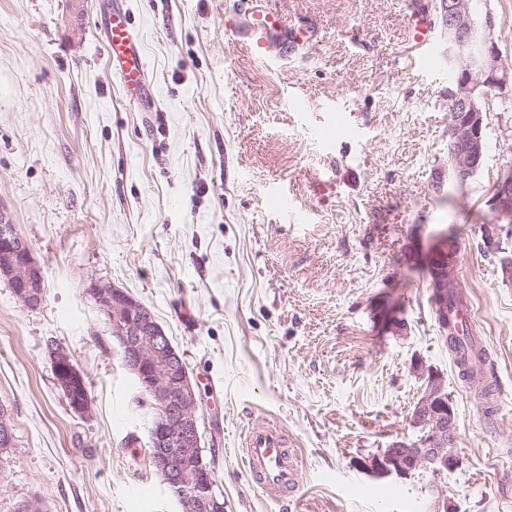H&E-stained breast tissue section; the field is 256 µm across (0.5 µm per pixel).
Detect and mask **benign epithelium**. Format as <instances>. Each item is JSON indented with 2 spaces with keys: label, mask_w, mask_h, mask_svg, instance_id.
Here are the masks:
<instances>
[{
  "label": "benign epithelium",
  "mask_w": 512,
  "mask_h": 512,
  "mask_svg": "<svg viewBox=\"0 0 512 512\" xmlns=\"http://www.w3.org/2000/svg\"><path fill=\"white\" fill-rule=\"evenodd\" d=\"M442 7L448 60L463 70L448 87V176L460 180L478 169L484 155V116L478 99L490 90L501 97L512 92V68L503 59L492 13L476 12L470 0H445ZM493 210L501 218L512 215L511 180L502 179L497 184ZM0 277L7 279L22 306L35 309L41 304L42 268L15 225L1 212ZM86 288L107 318L124 365L135 375L142 392L154 401L150 455L180 512H224L223 495L216 490L217 483L204 460L197 418L198 393L183 354L152 311L128 291L97 280L89 281ZM48 354L56 387L63 391L75 413L87 414L91 399L71 355L56 343L49 345ZM412 421L420 429L419 439L411 444H396L372 458V472L382 477L408 478L421 468L440 473L459 464L457 452L448 444L454 430V412L441 375L428 374ZM13 443L10 418L1 409L0 447L11 448Z\"/></svg>",
  "instance_id": "obj_1"
}]
</instances>
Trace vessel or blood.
Wrapping results in <instances>:
<instances>
[{"label": "vessel or blood", "mask_w": 512, "mask_h": 512, "mask_svg": "<svg viewBox=\"0 0 512 512\" xmlns=\"http://www.w3.org/2000/svg\"><path fill=\"white\" fill-rule=\"evenodd\" d=\"M242 13L243 22L230 27V35L261 61L270 59L273 51H291L295 44L313 36L310 30L288 27L278 11L270 8L269 0H244ZM410 24L419 51L415 66L433 69L436 56L426 11L414 10ZM103 42L127 100L146 111L154 108L155 95L146 79L144 46L122 8L111 7L105 19ZM245 445L247 467L256 487L274 499L295 496L301 473L286 432L276 425L256 422L247 432Z\"/></svg>", "instance_id": "obj_1"}]
</instances>
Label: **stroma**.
<instances>
[{"instance_id": "stroma-1", "label": "stroma", "mask_w": 512, "mask_h": 512, "mask_svg": "<svg viewBox=\"0 0 512 512\" xmlns=\"http://www.w3.org/2000/svg\"><path fill=\"white\" fill-rule=\"evenodd\" d=\"M416 1L437 15V0H273L318 35L262 63L224 29L240 0H118L158 102L140 112L106 56L103 0H0V211L45 283L32 310L0 279V406L14 433L0 512L180 510L92 279L149 307L183 353L224 512H512V234L484 244L512 112L486 102L484 162L457 190L446 42L435 38V70L412 65ZM451 233L488 356L473 379L494 380L482 399L459 376L426 275ZM52 341L88 380L86 415L54 385ZM431 370L458 466L372 473V457L418 439ZM261 420L297 451L293 499L267 498L244 467Z\"/></svg>"}]
</instances>
